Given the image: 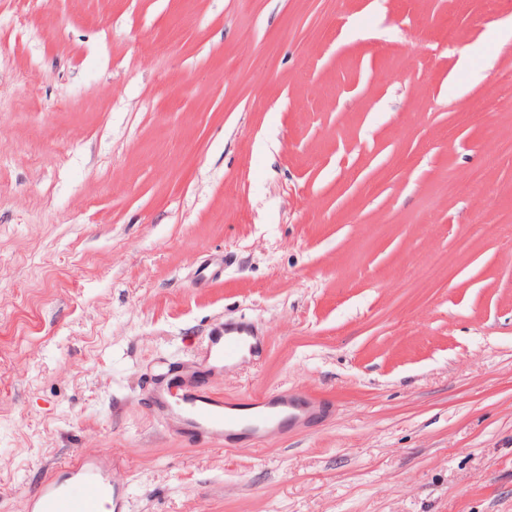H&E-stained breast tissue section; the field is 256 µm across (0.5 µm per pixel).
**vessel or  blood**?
Returning <instances> with one entry per match:
<instances>
[{
  "mask_svg": "<svg viewBox=\"0 0 512 512\" xmlns=\"http://www.w3.org/2000/svg\"><path fill=\"white\" fill-rule=\"evenodd\" d=\"M258 348L257 337L242 329L227 328L212 336L208 360L220 367L255 354ZM155 398L163 408L176 409L192 442L202 437L216 443L228 433H245L257 439L282 421L296 424L315 411L314 406L285 390L257 395L246 404L228 405L193 381L184 382L175 396L164 389L156 390ZM112 467L108 459H71L65 469L74 476V483L66 485L54 477L46 480L37 498L39 512H102L105 504L111 505L113 512H123L125 492L121 485L113 483Z\"/></svg>",
  "mask_w": 512,
  "mask_h": 512,
  "instance_id": "vessel-or-blood-1",
  "label": "vessel or blood"
}]
</instances>
